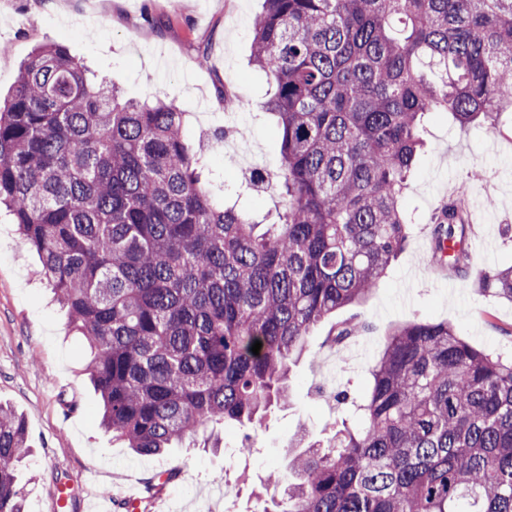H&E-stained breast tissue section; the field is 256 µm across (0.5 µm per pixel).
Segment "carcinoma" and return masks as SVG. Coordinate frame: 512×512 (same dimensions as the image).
I'll return each mask as SVG.
<instances>
[{
	"instance_id": "1",
	"label": "carcinoma",
	"mask_w": 512,
	"mask_h": 512,
	"mask_svg": "<svg viewBox=\"0 0 512 512\" xmlns=\"http://www.w3.org/2000/svg\"><path fill=\"white\" fill-rule=\"evenodd\" d=\"M251 62L273 87L278 222L220 200L172 102L124 98L62 44L35 49L0 102V207L91 352L112 438L160 456L289 403L312 329L362 305L408 241L401 201L446 112L512 126V0H264ZM435 260L466 230L435 211ZM479 288L512 300V266ZM336 325L340 345L363 334ZM261 342L259 354L251 351ZM331 438L299 435L263 512H512V359L446 322L391 329ZM24 420L0 404V512H24Z\"/></svg>"
}]
</instances>
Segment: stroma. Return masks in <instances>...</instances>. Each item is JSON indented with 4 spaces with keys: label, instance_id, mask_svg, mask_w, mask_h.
Returning <instances> with one entry per match:
<instances>
[{
    "label": "stroma",
    "instance_id": "stroma-1",
    "mask_svg": "<svg viewBox=\"0 0 512 512\" xmlns=\"http://www.w3.org/2000/svg\"><path fill=\"white\" fill-rule=\"evenodd\" d=\"M0 0V100L14 88L22 63L41 45L64 44L125 97L174 102L186 114L185 132L208 164L205 177L235 197L246 173L277 172L280 141L263 102L269 85L250 62L253 20L262 0ZM209 64H198L200 53ZM236 101L225 114L223 96ZM240 134L215 138L224 125ZM424 148L402 200L411 214L410 238L369 301L340 309L318 325L305 353L290 367L292 400L273 409L259 430L254 455H234L241 431L198 434L164 457L139 456L100 426L99 402L85 373L81 337L52 300L36 252L0 212V402L20 413L29 454L16 466L25 512H53L58 484L73 499L64 512H87L90 497L125 486L143 489L156 475L176 476L143 502L141 512H249L257 496L271 498L274 469L284 467L294 434L325 433L338 412L336 392L363 394L368 368L388 330L398 324L446 321L487 352L512 358V301L480 292V272L512 265V137L489 129L461 130L444 113L422 120ZM465 188L469 238L477 251L468 267L440 270L428 261L430 215ZM370 328L338 347L325 337L352 317ZM220 450H212L213 440Z\"/></svg>",
    "mask_w": 512,
    "mask_h": 512
}]
</instances>
